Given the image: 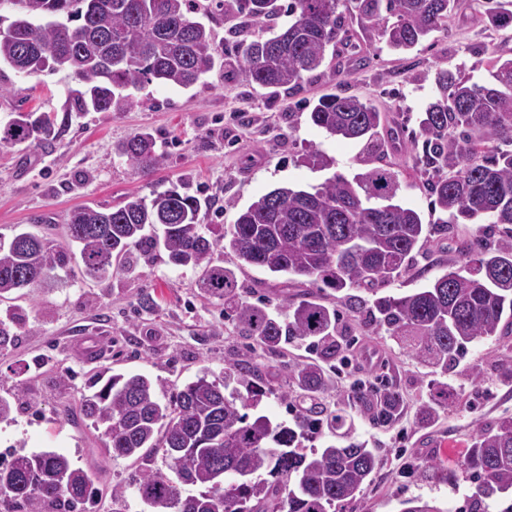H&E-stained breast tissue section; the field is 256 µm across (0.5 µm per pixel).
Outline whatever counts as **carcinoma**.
Instances as JSON below:
<instances>
[{"instance_id": "carcinoma-1", "label": "carcinoma", "mask_w": 512, "mask_h": 512, "mask_svg": "<svg viewBox=\"0 0 512 512\" xmlns=\"http://www.w3.org/2000/svg\"><path fill=\"white\" fill-rule=\"evenodd\" d=\"M360 19L387 44L402 51L444 26L452 0H354ZM14 11L0 18V64L24 76L68 70L83 90L73 98L78 112H121L135 103L133 91L156 81L188 89L229 65L250 83L274 91L299 87L303 75L322 66L340 30L343 0H209L206 10L255 22L286 14L269 36L218 49L213 29L197 19V0H0ZM492 22L512 26V9L498 0ZM437 90L418 120L413 138L417 163L436 174L432 208L446 215L441 229L484 217L501 225L493 245L472 242L461 252L466 274L446 272L425 288L380 296L435 231L421 214L397 200V174L384 154L348 179L336 174L310 191L279 186L241 210L216 238L198 219L200 198L178 186L131 195L112 208L84 205L69 215L71 233L50 237L18 231L0 235V300L37 288L75 260L89 279L123 269L140 248L162 250L175 266L203 268L205 292L231 305L240 334L262 351L281 342H307L316 358L290 369L297 387L280 400L295 408L293 425L250 415L272 393L257 365L224 368V381L203 375L165 403L163 387L141 374L109 376L83 399L81 414L108 439V451L142 460L162 453L167 471L144 469L137 498L152 512H341L382 464L378 451L357 440L353 417L327 411L320 394L329 382L320 365L340 352L336 308L309 296L288 306L281 320L268 307L241 298L234 270L215 263L222 248L240 265L272 274L306 277L319 288L343 293L340 301L360 316L370 309L379 326L443 377L454 371L474 341L500 339L512 329V57L497 58L490 80L437 77ZM331 136L385 146L382 114L355 95L327 94L309 113ZM55 136L50 116L16 111L0 123V147L33 144ZM146 175L161 166L156 139L140 132L117 147ZM363 290L373 302L360 295ZM454 389L438 381L419 419L429 425L438 410L454 404ZM403 404L390 389L373 413L374 424L391 425ZM328 428L334 440L303 452V441ZM427 478L471 479L465 512H488L489 500L512 491V416L476 430L452 461L425 466ZM92 470L75 466L56 451L18 456L0 464V512H75L90 509L101 495ZM199 487L182 496L181 486ZM400 512H444L420 497L400 501Z\"/></svg>"}]
</instances>
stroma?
<instances>
[{
	"label": "stroma",
	"mask_w": 512,
	"mask_h": 512,
	"mask_svg": "<svg viewBox=\"0 0 512 512\" xmlns=\"http://www.w3.org/2000/svg\"><path fill=\"white\" fill-rule=\"evenodd\" d=\"M343 32L335 57L305 74L292 93L269 96L236 72L212 73L189 89L145 85L125 112H75L72 99L80 84L68 71L25 77L0 68V121L17 107L36 108L56 120L53 139L31 146L0 149V235L24 229L63 238L70 211L79 205H120L128 195L151 196L183 183L189 194L205 199L201 229L220 234L239 212L277 186L308 190L335 174L363 171V142L329 136L309 120L308 106L328 93L372 101L397 128L387 143L386 163L397 172L398 199L431 222V176L415 165L411 140L416 119L432 99L439 72L487 79L496 56H512V28L494 27L484 6L456 0L448 22L413 50L390 48L378 32L361 22L353 4L341 6ZM148 131L165 156L148 175L136 172L117 152L119 143ZM324 162L312 164L313 151ZM480 224H452L432 234L408 270L393 278L383 294L401 296L449 271L463 270L460 247L482 238ZM242 295L270 310L286 312L289 303L313 292L308 279L273 275L247 266L236 272ZM201 269L177 267L164 252L142 258L130 270L100 281L65 277L52 287L27 288L0 301V395L13 401L10 420L0 421V458L53 450L79 467L94 469L104 488H133L140 465L112 457L100 431L78 412L95 378L141 373L165 392L183 388L198 375L223 378L226 366L266 364L273 395L258 413L292 422L281 402L288 368L311 356L303 345L268 354L250 347L224 303L200 286ZM154 307H142L144 297ZM343 354L361 369L358 379L328 370L330 388L322 396L328 410L346 409L360 439L378 449L382 466L345 512H400L401 499L418 496L440 508L462 507L471 484L422 477L425 463L453 457L479 427L512 415V385L498 380L500 363L512 360V335L470 346L468 356L450 373L459 405L440 412L435 424L418 421L435 375L402 350L369 316L340 314ZM385 380L400 391L403 407L388 427L372 422L375 394L356 400L354 381Z\"/></svg>",
	"instance_id": "35a3bbf8"
}]
</instances>
